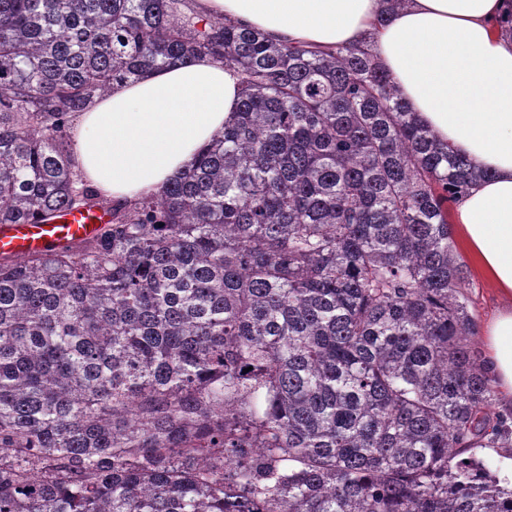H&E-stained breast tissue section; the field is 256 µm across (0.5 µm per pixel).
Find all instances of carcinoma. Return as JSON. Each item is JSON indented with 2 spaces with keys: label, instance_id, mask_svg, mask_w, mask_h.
<instances>
[{
  "label": "carcinoma",
  "instance_id": "carcinoma-1",
  "mask_svg": "<svg viewBox=\"0 0 512 512\" xmlns=\"http://www.w3.org/2000/svg\"><path fill=\"white\" fill-rule=\"evenodd\" d=\"M184 0H0V512H512L462 454L511 448L471 350L448 205L477 175L375 54ZM208 56L240 104L136 202L79 187L68 118ZM248 372H243V369ZM108 217L101 209L55 212L47 224H1L0 255L23 256L91 238Z\"/></svg>",
  "mask_w": 512,
  "mask_h": 512
}]
</instances>
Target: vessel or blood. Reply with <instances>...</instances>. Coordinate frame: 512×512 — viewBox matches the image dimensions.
Returning a JSON list of instances; mask_svg holds the SVG:
<instances>
[{
	"instance_id": "1",
	"label": "vessel or blood",
	"mask_w": 512,
	"mask_h": 512,
	"mask_svg": "<svg viewBox=\"0 0 512 512\" xmlns=\"http://www.w3.org/2000/svg\"><path fill=\"white\" fill-rule=\"evenodd\" d=\"M105 220L103 210L97 208L62 209L44 224H1L0 255L23 256L86 239L94 236Z\"/></svg>"
}]
</instances>
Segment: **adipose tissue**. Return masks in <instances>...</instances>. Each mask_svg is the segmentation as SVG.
Returning a JSON list of instances; mask_svg holds the SVG:
<instances>
[{
	"label": "adipose tissue",
	"mask_w": 512,
	"mask_h": 512,
	"mask_svg": "<svg viewBox=\"0 0 512 512\" xmlns=\"http://www.w3.org/2000/svg\"><path fill=\"white\" fill-rule=\"evenodd\" d=\"M267 36L322 48L372 40L405 102L478 178L456 207L471 261L500 304L485 364L512 410V0H198ZM233 70L210 58L150 71L77 113L71 161L83 185L117 203L158 191L223 132L239 102Z\"/></svg>",
	"instance_id": "adipose-tissue-1"
}]
</instances>
